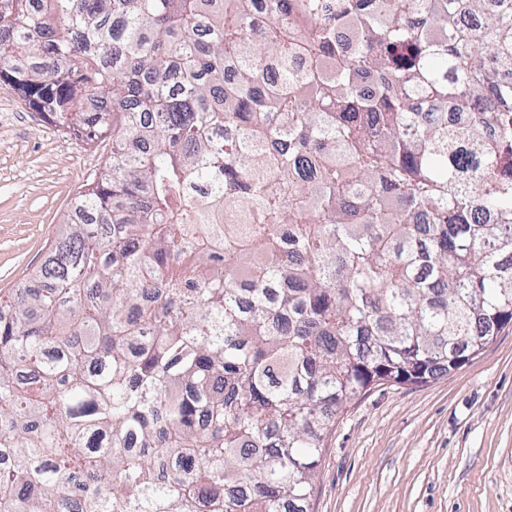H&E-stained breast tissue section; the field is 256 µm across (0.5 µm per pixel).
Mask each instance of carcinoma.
Returning a JSON list of instances; mask_svg holds the SVG:
<instances>
[{
  "instance_id": "carcinoma-1",
  "label": "carcinoma",
  "mask_w": 512,
  "mask_h": 512,
  "mask_svg": "<svg viewBox=\"0 0 512 512\" xmlns=\"http://www.w3.org/2000/svg\"><path fill=\"white\" fill-rule=\"evenodd\" d=\"M29 2L0 81L112 158L0 301V512H307L343 409L512 326V0Z\"/></svg>"
}]
</instances>
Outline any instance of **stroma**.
<instances>
[{
    "mask_svg": "<svg viewBox=\"0 0 512 512\" xmlns=\"http://www.w3.org/2000/svg\"><path fill=\"white\" fill-rule=\"evenodd\" d=\"M111 153L0 84V296L32 283ZM308 512H512V327L452 373L372 388L340 413Z\"/></svg>",
    "mask_w": 512,
    "mask_h": 512,
    "instance_id": "stroma-1",
    "label": "stroma"
}]
</instances>
